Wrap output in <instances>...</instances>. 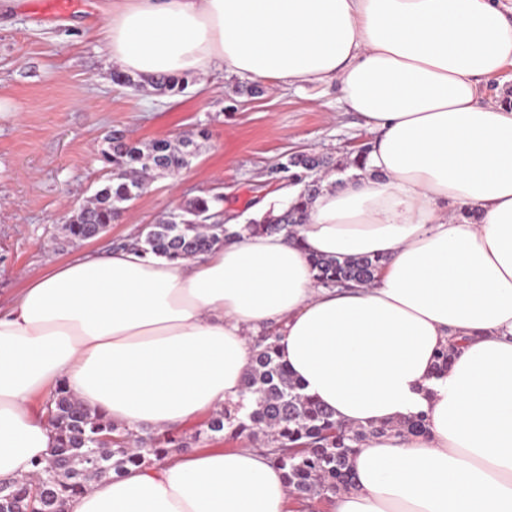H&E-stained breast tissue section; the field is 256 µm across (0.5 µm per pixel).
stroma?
I'll return each instance as SVG.
<instances>
[{
    "instance_id": "35a3bbf8",
    "label": "stroma",
    "mask_w": 512,
    "mask_h": 512,
    "mask_svg": "<svg viewBox=\"0 0 512 512\" xmlns=\"http://www.w3.org/2000/svg\"><path fill=\"white\" fill-rule=\"evenodd\" d=\"M110 0H0V306L56 263L113 249L164 212L197 197L249 222L255 204H288L289 182L273 165L299 152L353 158L372 135L345 111L336 86L275 87L216 71L173 95L151 83L123 86L100 50ZM206 138H199L200 129ZM147 143L192 136L198 151L178 178L153 176L107 232H65L95 193L110 131Z\"/></svg>"
}]
</instances>
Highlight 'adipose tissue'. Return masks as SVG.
Listing matches in <instances>:
<instances>
[{
    "mask_svg": "<svg viewBox=\"0 0 512 512\" xmlns=\"http://www.w3.org/2000/svg\"><path fill=\"white\" fill-rule=\"evenodd\" d=\"M100 43L113 69L146 80L336 85L371 149L296 237L237 224L192 259L127 247L28 280L0 313V481L47 457L31 401L62 386L135 430L235 409L266 326L337 421L427 417V433L366 441L332 512H512V103L482 86L512 65L500 0H113ZM313 254L386 262L371 286L325 288ZM289 499L259 449L190 447L91 483L67 510L287 512Z\"/></svg>",
    "mask_w": 512,
    "mask_h": 512,
    "instance_id": "ef3b65f1",
    "label": "adipose tissue"
}]
</instances>
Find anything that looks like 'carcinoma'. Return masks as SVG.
Masks as SVG:
<instances>
[{
    "instance_id": "carcinoma-1",
    "label": "carcinoma",
    "mask_w": 512,
    "mask_h": 512,
    "mask_svg": "<svg viewBox=\"0 0 512 512\" xmlns=\"http://www.w3.org/2000/svg\"><path fill=\"white\" fill-rule=\"evenodd\" d=\"M189 75H160L152 83L172 93L181 92ZM108 150L102 153L109 173L99 185L93 202L79 207L65 228L70 237L88 240L97 237L136 199L151 174L174 175L186 168L196 153L189 138L177 142L155 139L147 144L134 142L124 132L114 130L107 137ZM370 146L363 145L346 163L332 161L317 153H298L272 168L271 173L288 174V181L301 186L297 197L278 214L271 212L253 220L247 229L254 233L295 232L305 223L309 205L323 190L322 174L366 161ZM211 200L190 199L178 209L163 214L148 225L145 235L133 245L144 253L169 260L188 259L210 251L231 232L210 214ZM317 282L325 288L350 284L372 285L383 259L380 257H313ZM243 396L254 400L251 410L238 423L231 437L262 438L273 465L285 470L292 493L303 499L326 493L337 495L352 486L350 460L372 436L427 433L423 414L370 427L338 422L315 398L303 392L286 367L276 362L271 334L255 341ZM48 423L54 433L49 457L35 463V481L0 484V509L5 512H66V501L85 492L90 484L110 472L121 473L128 465L161 462L169 448H185L187 443L173 433H135L120 429L105 414L91 410L67 389L61 388L46 404Z\"/></svg>"
}]
</instances>
